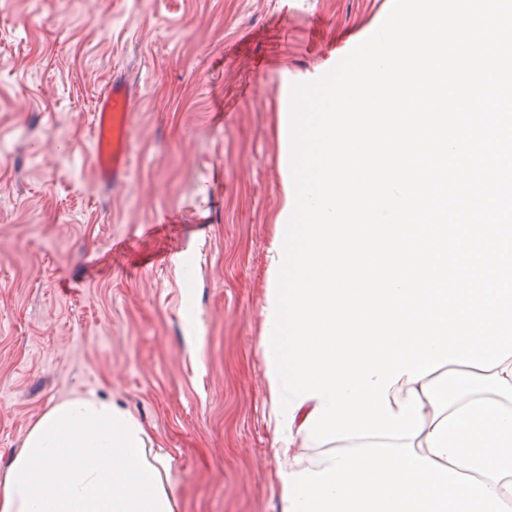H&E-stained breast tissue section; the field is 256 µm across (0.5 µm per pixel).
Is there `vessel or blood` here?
<instances>
[{
  "label": "vessel or blood",
  "mask_w": 512,
  "mask_h": 512,
  "mask_svg": "<svg viewBox=\"0 0 512 512\" xmlns=\"http://www.w3.org/2000/svg\"><path fill=\"white\" fill-rule=\"evenodd\" d=\"M131 115L130 88L123 78L113 77L97 103L93 119L92 152L103 178L117 182L127 171Z\"/></svg>",
  "instance_id": "1"
}]
</instances>
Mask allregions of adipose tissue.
<instances>
[{"mask_svg":"<svg viewBox=\"0 0 512 512\" xmlns=\"http://www.w3.org/2000/svg\"><path fill=\"white\" fill-rule=\"evenodd\" d=\"M423 402L417 438L350 439L312 458L294 413L291 443H275L280 512H512V357L483 371L448 365L388 395ZM170 464L120 404L89 392L46 411L13 456L0 512H176Z\"/></svg>","mask_w":512,"mask_h":512,"instance_id":"adipose-tissue-1","label":"adipose tissue"}]
</instances>
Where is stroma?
Instances as JSON below:
<instances>
[{"mask_svg":"<svg viewBox=\"0 0 512 512\" xmlns=\"http://www.w3.org/2000/svg\"><path fill=\"white\" fill-rule=\"evenodd\" d=\"M391 5L0 0V478L49 407L92 391L168 455L178 512H279L259 342L294 209L291 88ZM116 73L133 162L112 185L90 136Z\"/></svg>","mask_w":512,"mask_h":512,"instance_id":"1","label":"stroma"}]
</instances>
